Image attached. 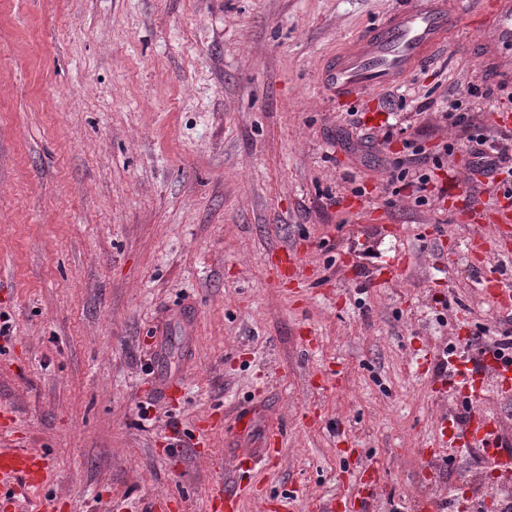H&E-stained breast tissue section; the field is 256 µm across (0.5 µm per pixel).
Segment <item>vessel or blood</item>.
Returning a JSON list of instances; mask_svg holds the SVG:
<instances>
[{
  "instance_id": "b4317fda",
  "label": "vessel or blood",
  "mask_w": 512,
  "mask_h": 512,
  "mask_svg": "<svg viewBox=\"0 0 512 512\" xmlns=\"http://www.w3.org/2000/svg\"><path fill=\"white\" fill-rule=\"evenodd\" d=\"M455 13L446 0H408L382 22L374 25L349 50L336 55L319 75L322 87L336 100L359 101L374 91L394 86L414 74L446 45L454 29ZM478 42L485 66L501 73L512 71V0H485L478 16ZM481 369L465 359L452 358L442 385L465 394L475 410L465 423H458L452 411H444L433 435L428 465H437L438 448L454 443L458 447L481 444L499 475L512 477V457L498 449L499 422L480 405L483 383L493 377L503 387L512 386V365L505 366L492 354L481 356ZM282 431L264 434L262 447L236 455V472L276 459ZM48 469L44 453L35 448H0V489L13 496H25L40 486ZM241 493L232 485L216 491L207 501V512H240Z\"/></svg>"
}]
</instances>
